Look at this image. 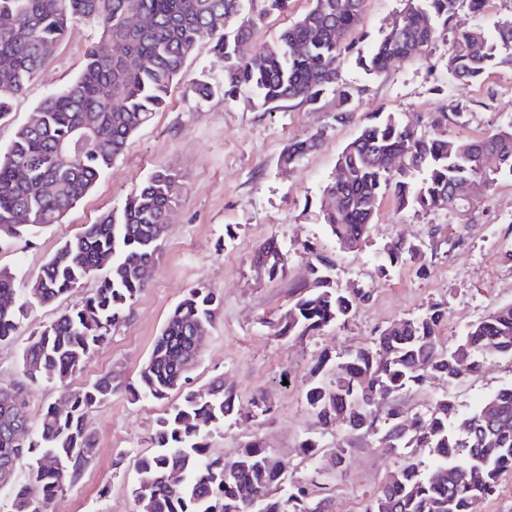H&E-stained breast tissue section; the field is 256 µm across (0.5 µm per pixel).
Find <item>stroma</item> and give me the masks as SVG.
<instances>
[{
  "mask_svg": "<svg viewBox=\"0 0 512 512\" xmlns=\"http://www.w3.org/2000/svg\"><path fill=\"white\" fill-rule=\"evenodd\" d=\"M403 0H366L358 33L376 41L402 9ZM96 28L80 24L13 102L0 121V149L49 93L71 84L80 74ZM452 38L438 37L424 56L395 63L386 73L365 75L353 59L341 62L342 82L361 88L349 119L338 121L340 102L326 88L313 104H292L264 112L223 94L224 69L201 44L186 65L167 105L130 137L123 155L91 193L62 223L0 246V268L15 275L17 300L61 242L80 233L104 212L121 208L126 196L158 167L181 176L183 192L170 215L161 258L152 280L134 300L111 339L73 378L85 386L104 374L135 382L172 309L190 289L204 287L220 301L218 317L206 332L198 362L189 372L193 388L223 377L233 387L240 420H227L210 440L211 451L233 456L248 441L261 439L285 474L287 485H303L313 497L328 498L333 512H361L381 489L385 475L404 461L387 453L378 435L356 439L343 468L333 467L342 427L323 428L306 402L309 383L325 377L327 366L349 351L371 346L391 323L411 318L432 305L447 317L439 328L443 344H453L472 321L512 303V176L504 174L465 211L440 209L427 214L397 209L385 195L375 224L362 247L347 251L331 236L321 211L324 189L335 176L339 153L376 111L394 113L423 134L456 104L470 105L465 124L447 123L452 139L478 138L512 122V71L495 70L475 82L448 72ZM213 88L195 92L196 80ZM320 134L318 148L295 166L281 167L279 156L293 139ZM277 237L288 254L283 277L268 280L253 263L255 250ZM420 245L425 266L392 264L387 249L396 240ZM336 261L334 283L342 290L361 289L368 299L344 321L311 336H278L273 324L309 278L311 251ZM94 281L31 309L10 344L0 346V386L17 377L18 359L28 337L58 312L91 293ZM512 384V359L486 356L479 376L451 388L431 378L403 395L408 412L421 413L443 393H451L459 413H468L498 389ZM265 395L270 413L253 416V399ZM179 400H133L121 393L94 409L87 423L97 442L93 461L82 478L57 495L49 512H137L132 494L135 462L150 450L157 418ZM316 439L318 455L304 454L305 439Z\"/></svg>",
  "mask_w": 512,
  "mask_h": 512,
  "instance_id": "35a3bbf8",
  "label": "stroma"
}]
</instances>
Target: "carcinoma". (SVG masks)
I'll return each mask as SVG.
<instances>
[{"label": "carcinoma", "instance_id": "cac0c4a2", "mask_svg": "<svg viewBox=\"0 0 512 512\" xmlns=\"http://www.w3.org/2000/svg\"><path fill=\"white\" fill-rule=\"evenodd\" d=\"M257 16L244 12L243 0H0V119L37 76L78 23L98 27L77 79L50 93L30 113L11 143L0 151V245L60 224L66 213L95 186L125 151L130 137L166 104L187 61L206 40L224 64V96L246 95L252 107L270 111L282 103H315L336 87L348 118L354 90L339 81L338 67L351 55L367 75L395 62L422 56L462 0H404L382 38L369 49L350 39L360 23L365 0H312L310 9L271 41L252 47L258 21L286 9L288 0H263ZM142 17L146 26L138 25ZM448 72L476 81L491 69H512V17L487 30L454 28ZM94 130L92 143L67 167L54 164L58 143L77 129ZM318 137L296 140L280 156L295 165L317 146ZM497 158L489 170L484 157ZM396 156L405 158L397 170ZM339 180L325 188L323 220L345 248L364 242L383 195L390 191L400 209L464 210L478 190H488L496 175H512V124L470 140L428 137L392 113L377 112L336 161ZM422 174L419 183L414 174ZM182 192L180 176L159 167L126 197L124 205L65 239L31 280L27 301L17 304L13 273L0 268V344L14 339L27 309L70 294L88 279L94 291L28 337L20 359V379L0 389V491L9 512H46L58 493L76 483L92 461L95 436L88 428L90 409L125 390L108 373L73 388L90 354L111 338L148 284L162 250L167 218ZM27 214L25 224L17 213ZM391 262H418L425 252L398 241L388 248ZM255 265L275 280L284 275L288 255L271 238L253 256ZM334 260L314 254L310 279L275 325L279 336H308L346 319L366 294L334 287ZM220 301L206 288H193L168 315L143 365L135 400L180 401L156 421L152 451L136 462L133 493L139 512H251L245 490L260 498L256 512H318L295 486L277 496L283 473L259 439L228 458L209 453V440L224 421L239 415L236 394L216 377L204 388L188 386L187 372L200 356L197 336L215 321ZM446 310L431 306L423 314L382 330L372 345L360 348L331 369L330 378L311 383L306 402L322 426L340 425L352 435L385 428L381 444L396 455L429 449L428 466L409 457L389 472L380 493L363 512H480L501 477L512 470V385L499 389L465 415L450 394L424 414L407 417L403 394L430 378L454 386L482 371V358H512V303L470 323L455 344H441L438 329ZM54 381L61 401L36 422L27 411L28 391ZM26 468L15 483L9 464Z\"/></svg>", "mask_w": 512, "mask_h": 512}]
</instances>
